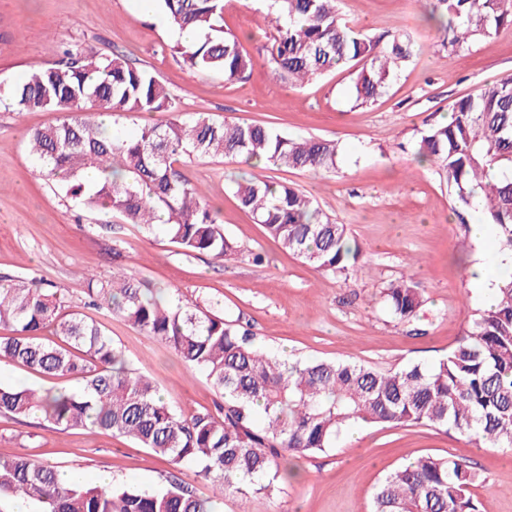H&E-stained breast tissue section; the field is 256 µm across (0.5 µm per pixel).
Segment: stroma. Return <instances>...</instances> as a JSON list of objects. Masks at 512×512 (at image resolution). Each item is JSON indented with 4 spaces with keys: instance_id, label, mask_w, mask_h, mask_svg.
Here are the masks:
<instances>
[{
    "instance_id": "obj_1",
    "label": "stroma",
    "mask_w": 512,
    "mask_h": 512,
    "mask_svg": "<svg viewBox=\"0 0 512 512\" xmlns=\"http://www.w3.org/2000/svg\"><path fill=\"white\" fill-rule=\"evenodd\" d=\"M338 9L368 33L396 31L412 42L413 55L398 79L368 105L351 99L344 72L301 88L269 76L264 0L226 4L227 28L255 60L247 77L232 82L217 72L190 70L173 55V31L150 0H0V83L52 63L60 46L76 43L151 71L180 99L184 113L268 123L288 137L340 146L342 160L329 173L258 169L227 158L185 160L183 174L203 186L238 247L231 259L220 260L184 253L161 232H145L65 197L39 176L27 145L28 131L57 123L59 113L0 104V282L24 277L64 293L71 311L105 325L132 368L151 378L178 413L215 411L222 397L169 345L93 308L89 275L150 282L248 326L275 352L380 370L438 360L484 307L473 277L496 258V235L473 239L475 212L455 209L446 181L403 148L428 125L447 120L454 102L512 75V26L454 51L423 21V0H339ZM255 175L295 185L348 225L363 250L357 276L319 272L269 238L235 196L237 182ZM257 253L263 263L254 262ZM403 277L426 299L408 321L396 319L382 298L384 288ZM20 453L63 472L79 471L91 484L108 472L119 484L156 488L175 480L198 496L212 495V483L128 438L57 428L35 415L0 416V455ZM423 454L470 466L479 512H512V450L424 425L355 426L335 448L284 455L279 463L292 469V477L248 506L251 512H370L382 476Z\"/></svg>"
}]
</instances>
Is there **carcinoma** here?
<instances>
[{"label": "carcinoma", "instance_id": "1", "mask_svg": "<svg viewBox=\"0 0 512 512\" xmlns=\"http://www.w3.org/2000/svg\"><path fill=\"white\" fill-rule=\"evenodd\" d=\"M174 29L199 39L171 46L183 64L242 78L254 60L224 28V0H151ZM337 0H270L273 35L267 62L292 86L352 70L355 102L386 92L411 57L391 31L371 37L348 21ZM428 21L453 50L512 24V0H433ZM20 111H56L60 122L29 134L39 173L80 204L119 214L127 224L162 231L188 253L226 260L236 252L203 192L184 176L185 158H231L288 170L336 169V142L288 138L267 124L186 117L177 99L148 70L119 57L69 45L50 65L3 88ZM167 112L129 136L99 117ZM413 158L435 167L460 208L495 226L498 254L512 258V76L457 100L450 120L420 133ZM105 177L86 186L84 173ZM241 208L279 246L326 274L358 272L360 246L348 226L323 213L288 183L252 177L236 188ZM93 305L121 317L145 336L167 343L222 393V418L172 409L146 376L132 369L105 325L67 312L58 290L34 281L0 285V359L81 382V389L40 392L0 385V415H41L64 428L110 432L168 463L188 466L215 488L210 498L171 483L144 489L64 482L59 469L22 454L0 457V498H25L37 512H215L229 488L247 502L269 495L284 478L282 453L324 452L356 424L444 428L493 448H512V276L500 280L496 304L476 314L442 359L394 370L317 359L283 358L260 346L242 326L196 305L160 295L142 281L91 278ZM391 314L414 317L424 305L410 279L383 291ZM475 473L458 460L422 455L377 484L371 512H478L470 493Z\"/></svg>", "mask_w": 512, "mask_h": 512}]
</instances>
